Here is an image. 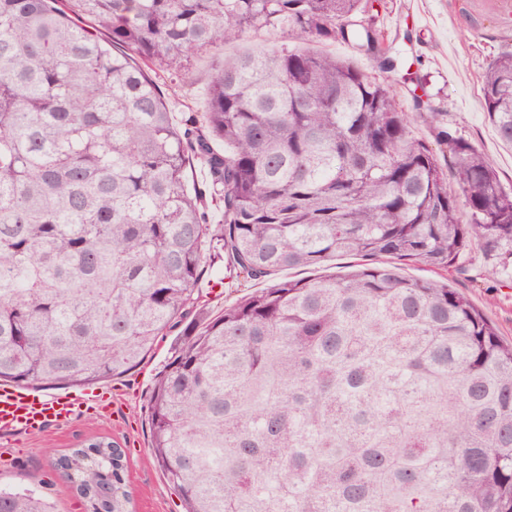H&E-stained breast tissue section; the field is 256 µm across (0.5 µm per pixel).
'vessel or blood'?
I'll return each mask as SVG.
<instances>
[{
    "label": "vessel or blood",
    "mask_w": 512,
    "mask_h": 512,
    "mask_svg": "<svg viewBox=\"0 0 512 512\" xmlns=\"http://www.w3.org/2000/svg\"><path fill=\"white\" fill-rule=\"evenodd\" d=\"M82 399L71 395L50 398L10 386L0 387V432L39 433L55 423L68 421Z\"/></svg>",
    "instance_id": "1"
}]
</instances>
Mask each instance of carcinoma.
Here are the masks:
<instances>
[{"mask_svg": "<svg viewBox=\"0 0 512 512\" xmlns=\"http://www.w3.org/2000/svg\"><path fill=\"white\" fill-rule=\"evenodd\" d=\"M360 11L0 0V382L93 385L182 327L148 421L183 512H512V343L447 283L401 273L512 244V193L447 129L444 168L387 80L290 47L337 39L395 70ZM261 31L288 43L224 54ZM203 53L205 108L178 128L147 69L183 88ZM481 106L512 146V52ZM347 256L342 276L272 280L191 317L208 262L264 281ZM57 469L88 512H128L112 443ZM0 512L52 506L0 488Z\"/></svg>", "mask_w": 512, "mask_h": 512, "instance_id": "1", "label": "carcinoma"}]
</instances>
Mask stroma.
Wrapping results in <instances>:
<instances>
[{
  "label": "stroma",
  "mask_w": 512,
  "mask_h": 512,
  "mask_svg": "<svg viewBox=\"0 0 512 512\" xmlns=\"http://www.w3.org/2000/svg\"><path fill=\"white\" fill-rule=\"evenodd\" d=\"M462 9L451 0H374L360 15L400 54L402 64L388 77L402 108L414 113L415 97L428 103L430 121H414L416 138L433 147L440 162L448 154L436 139L447 128L471 142L512 189V148L503 145L481 104L482 76L501 53L512 51V5L505 0H467ZM194 80L183 98L166 96L173 124L185 112L202 109L210 76L208 59L196 61ZM452 285L481 309L512 340V253L507 248L473 245L463 270L449 269ZM256 281L232 278L225 263L206 268L200 281L199 309L218 314L224 306L253 292ZM177 335L165 337L154 354L133 372L89 388H71V395L107 394L109 408L88 411L39 434L0 435V487L21 486L46 496L55 512H85L73 484L57 471L56 457L89 442L106 440L125 453V484L130 512H181L180 500L154 464L147 405Z\"/></svg>",
  "instance_id": "35a3bbf8"
}]
</instances>
